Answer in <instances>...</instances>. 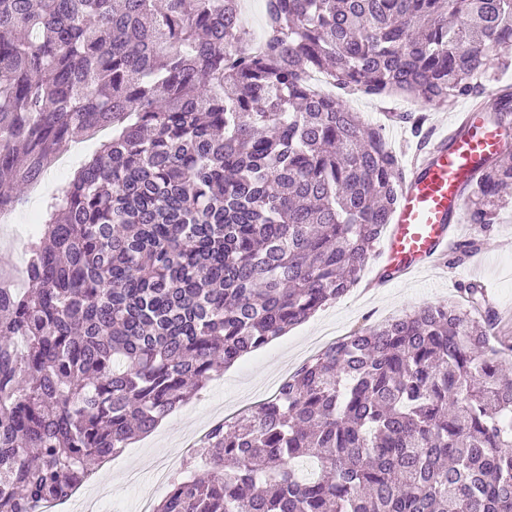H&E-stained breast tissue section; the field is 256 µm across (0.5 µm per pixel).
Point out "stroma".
Listing matches in <instances>:
<instances>
[{"instance_id":"35a3bbf8","label":"stroma","mask_w":512,"mask_h":512,"mask_svg":"<svg viewBox=\"0 0 512 512\" xmlns=\"http://www.w3.org/2000/svg\"><path fill=\"white\" fill-rule=\"evenodd\" d=\"M350 111L360 113L364 122L380 125L386 139L409 162L417 146L403 113L426 118L431 135H438L452 121L455 111L463 110L465 101L454 109L435 108L409 97H347ZM9 226L10 238H0V273L10 271L17 257L25 255L30 241L27 218L30 212L43 211L47 196L24 189ZM477 239L475 253L454 252L444 265L414 275L389 288L365 291L355 285L336 303L318 310L305 322L294 326L284 336L260 350L248 353L224 372L215 374L206 386L182 407L168 415L162 429L152 436L131 441L115 458L111 469L114 499L133 505L136 498L151 493L149 477L134 486L127 485L122 466L143 464L163 467L170 458L190 463L195 455L193 431L214 421L217 412L235 414L273 395V382L293 374L307 359L323 349L331 338H340L365 327L377 325L390 317L430 303L458 299L461 284L479 280L488 286L491 306L502 322L512 325V206L503 208L489 232L476 233L471 224L461 226V241Z\"/></svg>"}]
</instances>
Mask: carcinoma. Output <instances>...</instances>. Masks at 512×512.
Here are the masks:
<instances>
[{"instance_id":"obj_1","label":"carcinoma","mask_w":512,"mask_h":512,"mask_svg":"<svg viewBox=\"0 0 512 512\" xmlns=\"http://www.w3.org/2000/svg\"><path fill=\"white\" fill-rule=\"evenodd\" d=\"M0 0V213L78 132L112 128L59 186L0 288V512H39L204 388L342 298L398 206L383 128L343 95L512 116V0ZM321 72L338 89L316 93ZM512 148L467 190L486 232ZM345 336L214 425L208 469L154 512H512V344L485 288Z\"/></svg>"}]
</instances>
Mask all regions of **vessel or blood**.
Here are the masks:
<instances>
[{
  "label": "vessel or blood",
  "instance_id": "b4317fda",
  "mask_svg": "<svg viewBox=\"0 0 512 512\" xmlns=\"http://www.w3.org/2000/svg\"><path fill=\"white\" fill-rule=\"evenodd\" d=\"M494 108L495 99L488 96L458 113L446 136L414 156L379 257L381 272L368 281V288L435 268L457 248L454 230L465 187L486 157L512 141L506 130L485 123V113Z\"/></svg>",
  "mask_w": 512,
  "mask_h": 512
}]
</instances>
